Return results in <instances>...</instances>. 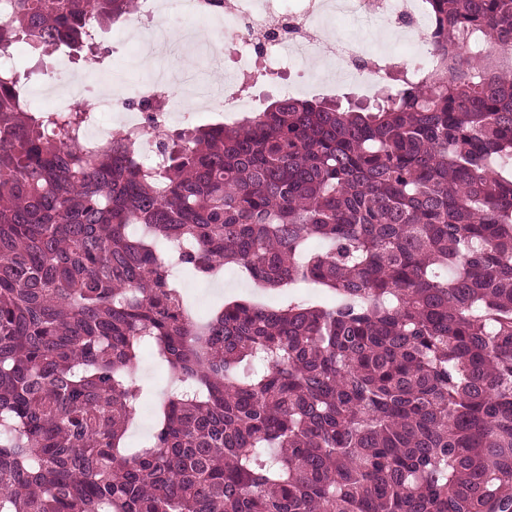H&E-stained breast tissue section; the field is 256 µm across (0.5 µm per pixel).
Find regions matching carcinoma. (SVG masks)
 I'll list each match as a JSON object with an SVG mask.
<instances>
[{
  "instance_id": "1",
  "label": "carcinoma",
  "mask_w": 512,
  "mask_h": 512,
  "mask_svg": "<svg viewBox=\"0 0 512 512\" xmlns=\"http://www.w3.org/2000/svg\"><path fill=\"white\" fill-rule=\"evenodd\" d=\"M138 2L0 0V55L89 61ZM425 7L378 99L232 124L138 101L89 141L0 74V512H512V0ZM175 266L333 299L193 323ZM145 348L170 384L132 447Z\"/></svg>"
}]
</instances>
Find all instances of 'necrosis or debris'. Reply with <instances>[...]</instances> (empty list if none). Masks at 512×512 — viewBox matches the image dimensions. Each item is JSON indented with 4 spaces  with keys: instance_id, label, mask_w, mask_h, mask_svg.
I'll return each instance as SVG.
<instances>
[{
    "instance_id": "4bbe7bcc",
    "label": "necrosis or debris",
    "mask_w": 512,
    "mask_h": 512,
    "mask_svg": "<svg viewBox=\"0 0 512 512\" xmlns=\"http://www.w3.org/2000/svg\"><path fill=\"white\" fill-rule=\"evenodd\" d=\"M351 24L401 32L399 46L391 52L370 54L350 38L330 37L324 23L327 15ZM195 18L205 23L207 37L197 58V70L206 75L203 89L208 107L237 108L246 99L232 87L217 91L223 74L226 50H233L238 76L251 75L256 66L287 71L293 78L285 93L304 91L312 67L330 62L337 73L374 88L392 66H425L430 26L423 0H224L223 9L210 7L207 0H142L137 14L127 21L134 32L146 24L166 30L172 17ZM162 83L145 76L113 84L108 99L111 113L121 115L126 127L140 126L143 115L128 108L131 98L149 99L159 94Z\"/></svg>"
}]
</instances>
